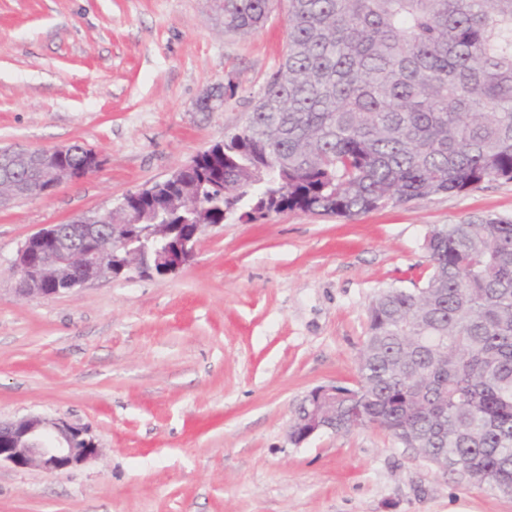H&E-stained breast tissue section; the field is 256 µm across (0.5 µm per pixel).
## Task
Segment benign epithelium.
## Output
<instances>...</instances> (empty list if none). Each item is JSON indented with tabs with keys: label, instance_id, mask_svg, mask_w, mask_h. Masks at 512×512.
I'll list each match as a JSON object with an SVG mask.
<instances>
[{
	"label": "benign epithelium",
	"instance_id": "7a95c632",
	"mask_svg": "<svg viewBox=\"0 0 512 512\" xmlns=\"http://www.w3.org/2000/svg\"><path fill=\"white\" fill-rule=\"evenodd\" d=\"M101 165L100 155L81 144L33 150L1 148L0 179L9 183L10 193L0 195V205L15 196L49 195L63 183L83 178ZM201 228L197 224L192 233L173 238L168 225L144 223L142 212L123 199L92 217H78L62 228L51 224L29 237L13 264L17 291L24 298L46 300L102 278L171 275L191 258ZM107 238L125 250L120 266L110 269L101 249ZM52 274L57 275V287H42ZM334 400V385L311 390L290 425L291 440L301 443L322 431L336 430V420L315 412L316 407ZM98 454L88 429L64 417L27 415L0 422V464L58 474Z\"/></svg>",
	"mask_w": 512,
	"mask_h": 512
}]
</instances>
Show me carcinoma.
I'll return each instance as SVG.
<instances>
[{"label":"carcinoma","mask_w":512,"mask_h":512,"mask_svg":"<svg viewBox=\"0 0 512 512\" xmlns=\"http://www.w3.org/2000/svg\"><path fill=\"white\" fill-rule=\"evenodd\" d=\"M224 32L286 11V46L245 124L197 154L192 208L351 218L512 181V0H219ZM430 272L368 306L336 432L372 426L441 470L512 496V220L433 227Z\"/></svg>","instance_id":"obj_1"}]
</instances>
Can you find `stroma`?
Here are the masks:
<instances>
[{"label":"stroma","mask_w":512,"mask_h":512,"mask_svg":"<svg viewBox=\"0 0 512 512\" xmlns=\"http://www.w3.org/2000/svg\"><path fill=\"white\" fill-rule=\"evenodd\" d=\"M287 36L284 11L243 36L215 0H0V148L75 142L102 166L0 209V420L64 417L100 453L62 474L0 466V512H512L387 432L302 443L289 426L322 385L356 384L368 304L426 276L428 231L512 219L492 179L347 219H226L166 277L19 297V247L110 208L240 128ZM233 86L223 109L207 92Z\"/></svg>","instance_id":"1"}]
</instances>
